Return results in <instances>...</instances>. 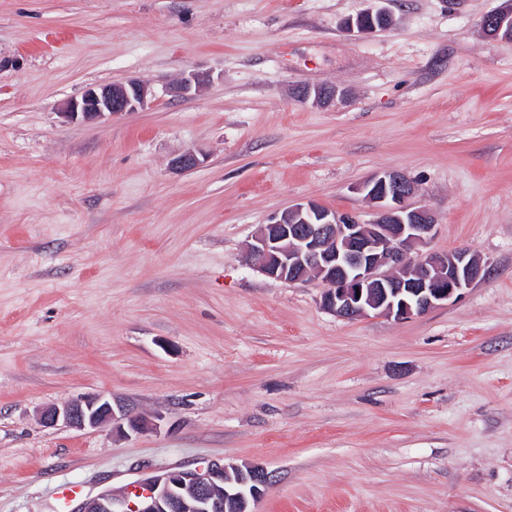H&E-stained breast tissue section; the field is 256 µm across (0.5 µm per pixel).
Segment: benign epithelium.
Listing matches in <instances>:
<instances>
[{
    "label": "benign epithelium",
    "instance_id": "benign-epithelium-1",
    "mask_svg": "<svg viewBox=\"0 0 512 512\" xmlns=\"http://www.w3.org/2000/svg\"><path fill=\"white\" fill-rule=\"evenodd\" d=\"M393 24L386 9L370 8L347 19L345 27L367 34ZM480 26L491 38L512 39V0H503ZM295 93L304 103L325 106L337 90L299 86ZM151 97L145 80L98 85L65 103L60 115L69 121L104 119L143 109ZM359 191L373 204V219L365 221L315 201L299 203L260 227L249 249L252 265L290 283L321 281L322 307L347 320L371 313L396 320L419 317L455 301L486 277L487 262L468 249H428L437 221L427 206L411 202L415 186L406 175L376 174ZM40 420L46 427L62 422L78 430L110 424L124 435L156 428L124 403L99 394L49 407ZM270 483V473L260 464L212 461L198 470H168L143 478V491L134 501L104 491L82 512H252L251 505Z\"/></svg>",
    "mask_w": 512,
    "mask_h": 512
}]
</instances>
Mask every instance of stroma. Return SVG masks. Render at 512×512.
<instances>
[{"mask_svg": "<svg viewBox=\"0 0 512 512\" xmlns=\"http://www.w3.org/2000/svg\"><path fill=\"white\" fill-rule=\"evenodd\" d=\"M501 3L384 0L395 26L357 34L369 0H0V512L212 460L271 473L256 512H512V41L480 28ZM133 78L148 107L60 117ZM389 170L432 249L487 262L456 301L345 320L248 262L302 201L369 218L357 187ZM93 394L160 426L40 422ZM295 93L304 103L311 101L315 106H325L336 97L337 90L333 86H298L295 88Z\"/></svg>", "mask_w": 512, "mask_h": 512, "instance_id": "1", "label": "stroma"}]
</instances>
